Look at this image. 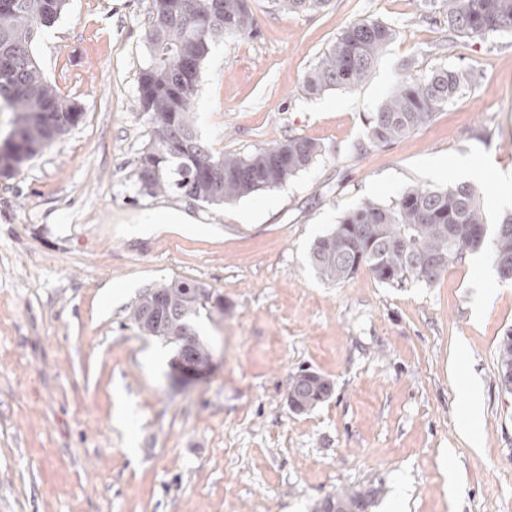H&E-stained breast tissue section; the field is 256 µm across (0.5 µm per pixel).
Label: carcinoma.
<instances>
[{"mask_svg":"<svg viewBox=\"0 0 512 512\" xmlns=\"http://www.w3.org/2000/svg\"><path fill=\"white\" fill-rule=\"evenodd\" d=\"M329 0H275L285 12L315 14ZM438 10L457 37L485 39L512 33V0H424ZM67 0H0V105L15 113L14 128L0 145V172H20L36 154L81 119V108L65 99L36 63L34 43L52 26ZM257 18L249 0H153L145 32L148 56L138 77V109L148 116V146L136 163V183L151 194L186 197L221 205L255 192L275 189L308 168L319 155L317 143L289 136L248 156L217 154L195 130L193 105L199 75L211 45L226 37H255ZM397 29L366 17L347 25L306 73L304 89L319 95L352 89L367 81ZM195 59L194 68L184 56ZM402 75L367 118L369 141L388 145L428 125L435 114L475 81L474 70L441 67L416 73L401 64ZM490 250L499 278L512 280V212L489 228L475 188L412 185L389 205L366 201L344 213L336 227L318 238L309 262L318 276L340 284L368 269L385 285L414 281L432 284L448 265L469 252ZM198 284L172 282L147 292L132 319L148 336L176 338L184 361L201 364L208 349L197 321L209 308L195 300ZM498 378L512 380V329L497 344ZM291 409L305 412L325 401L330 383L302 370L292 379ZM378 489L366 487L328 494L317 512H370Z\"/></svg>","mask_w":512,"mask_h":512,"instance_id":"carcinoma-1","label":"carcinoma"}]
</instances>
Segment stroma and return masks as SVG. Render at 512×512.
Returning a JSON list of instances; mask_svg holds the SVG:
<instances>
[{
	"instance_id": "stroma-1",
	"label": "stroma",
	"mask_w": 512,
	"mask_h": 512,
	"mask_svg": "<svg viewBox=\"0 0 512 512\" xmlns=\"http://www.w3.org/2000/svg\"><path fill=\"white\" fill-rule=\"evenodd\" d=\"M260 32L213 44L193 112L216 152L297 135L322 146L282 187L207 205L148 194L137 79L152 0H69L37 62L78 124L0 177V512H314L336 490L380 488L371 512H512V393L497 343L512 281L486 251L402 288L365 269L343 284L309 263L314 241L366 201L466 182L490 221L512 211V34L449 39L422 0H330L297 15L250 0ZM398 31L361 86L308 95L304 77L351 22ZM477 69V83L389 146L366 118L402 61ZM194 231L144 223L155 210ZM192 281L224 299L201 317L213 354L173 386L174 350L130 313L146 291ZM326 401L288 405L296 372ZM483 383L479 447L459 436L469 373ZM291 385L295 390L294 403L288 404L294 412H305L325 401L331 392L330 383L316 372L301 370L292 379ZM290 386V387H292Z\"/></svg>"
}]
</instances>
